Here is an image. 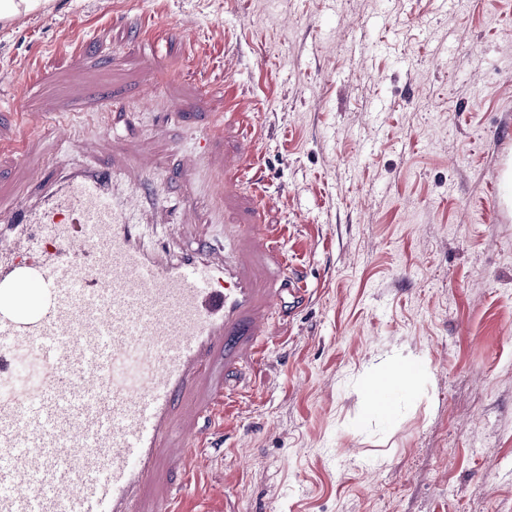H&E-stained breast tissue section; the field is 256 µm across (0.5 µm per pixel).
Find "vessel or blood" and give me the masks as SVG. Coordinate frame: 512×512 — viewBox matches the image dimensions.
I'll return each instance as SVG.
<instances>
[{"label":"vessel or blood","mask_w":512,"mask_h":512,"mask_svg":"<svg viewBox=\"0 0 512 512\" xmlns=\"http://www.w3.org/2000/svg\"><path fill=\"white\" fill-rule=\"evenodd\" d=\"M171 39L141 23L145 61ZM248 109L225 102L243 149L224 173L244 181L258 152ZM251 183L252 223L175 254L140 237L143 209L168 213L147 173L130 187L94 165L0 196V512H134L171 441L201 447L202 430L176 436L179 404L208 378L196 418L225 410L240 350L264 360L285 296L308 295Z\"/></svg>","instance_id":"1"}]
</instances>
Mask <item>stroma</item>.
Listing matches in <instances>:
<instances>
[{"mask_svg": "<svg viewBox=\"0 0 512 512\" xmlns=\"http://www.w3.org/2000/svg\"><path fill=\"white\" fill-rule=\"evenodd\" d=\"M144 13L193 35L151 104ZM227 88L254 105L265 221L309 297L206 447L166 449L139 512H512V0H54L0 26V193L34 160L134 157L175 209L146 240L249 223L245 189L213 193L239 152ZM105 94L126 108L98 112ZM61 115L79 132L55 146ZM408 358L426 369L393 415L368 413L370 380Z\"/></svg>", "mask_w": 512, "mask_h": 512, "instance_id": "1", "label": "stroma"}]
</instances>
